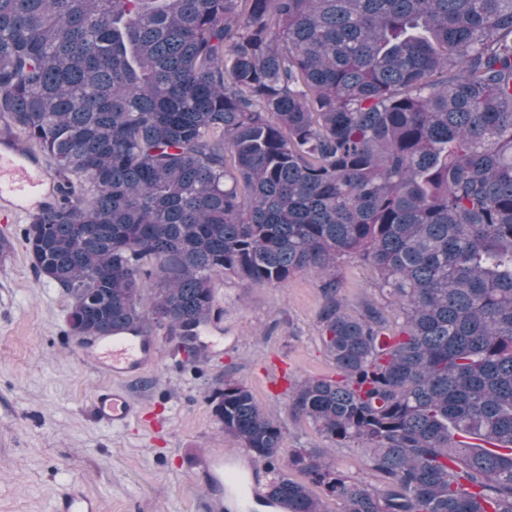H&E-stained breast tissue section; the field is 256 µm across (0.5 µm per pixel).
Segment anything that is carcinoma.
<instances>
[{
  "label": "carcinoma",
  "mask_w": 512,
  "mask_h": 512,
  "mask_svg": "<svg viewBox=\"0 0 512 512\" xmlns=\"http://www.w3.org/2000/svg\"><path fill=\"white\" fill-rule=\"evenodd\" d=\"M55 202L24 239L74 336L173 335L217 279H323L339 380L294 414L382 488L295 448L236 382L211 402L289 512H512V0H0V118ZM354 257L397 300L350 309ZM156 277L149 307L145 278Z\"/></svg>",
  "instance_id": "carcinoma-1"
}]
</instances>
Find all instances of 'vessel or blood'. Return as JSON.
<instances>
[{
    "label": "vessel or blood",
    "mask_w": 512,
    "mask_h": 512,
    "mask_svg": "<svg viewBox=\"0 0 512 512\" xmlns=\"http://www.w3.org/2000/svg\"><path fill=\"white\" fill-rule=\"evenodd\" d=\"M51 184L48 171L20 146L0 149V207L36 214L42 211L44 191ZM154 354L152 342L143 336L120 333L95 341L89 357L111 373L112 386L94 398L95 415L115 428L126 427L136 410L124 386L139 376ZM207 493L208 512H288L282 503L264 500L262 473L243 466L240 457L219 451L202 454L195 465ZM51 512H101L98 500L88 497L79 481H72L54 499Z\"/></svg>",
    "instance_id": "vessel-or-blood-1"
}]
</instances>
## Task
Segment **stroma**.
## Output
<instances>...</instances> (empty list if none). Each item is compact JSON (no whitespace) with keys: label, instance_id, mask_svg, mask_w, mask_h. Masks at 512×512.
<instances>
[{"label":"stroma","instance_id":"stroma-1","mask_svg":"<svg viewBox=\"0 0 512 512\" xmlns=\"http://www.w3.org/2000/svg\"><path fill=\"white\" fill-rule=\"evenodd\" d=\"M26 223L23 215L0 220V512H48L72 480L99 499L101 512H202L197 457L212 448L240 450L211 404L228 380L248 387L282 422V455L321 448L340 474L382 485L359 445L333 444L289 407L294 384L337 377L321 338L316 276L301 272L282 287L218 279L221 316L211 325L223 337L217 348L199 338L189 355L166 329L152 327V360L126 382L139 416L115 430L92 410L95 391L112 378L72 335L65 290L34 267ZM338 276L351 307L393 308L358 259L341 261Z\"/></svg>","mask_w":512,"mask_h":512}]
</instances>
